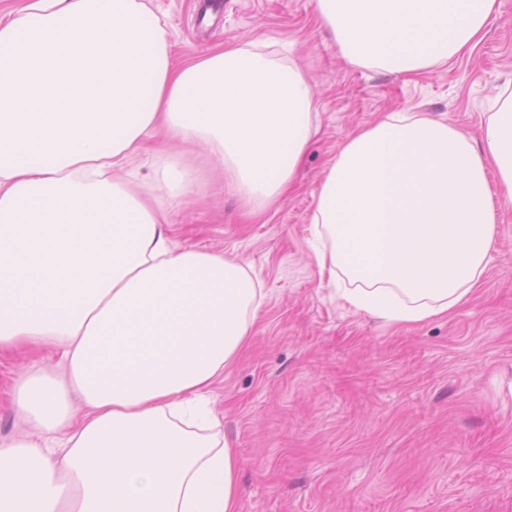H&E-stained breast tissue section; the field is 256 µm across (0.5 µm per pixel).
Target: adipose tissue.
Instances as JSON below:
<instances>
[{
    "mask_svg": "<svg viewBox=\"0 0 512 512\" xmlns=\"http://www.w3.org/2000/svg\"><path fill=\"white\" fill-rule=\"evenodd\" d=\"M497 0H317L355 66L417 74L471 49ZM145 0H26L0 20V347L52 348L64 379L18 382L24 437L0 444V512H241L239 459L208 390L266 292L248 265L173 240L195 188L127 168L157 129L197 145L251 213L313 135L304 73L245 46L183 66ZM464 132L393 112L340 147L310 218L339 297L393 324L466 302L495 242L487 174L512 204V90Z\"/></svg>",
    "mask_w": 512,
    "mask_h": 512,
    "instance_id": "1",
    "label": "adipose tissue"
}]
</instances>
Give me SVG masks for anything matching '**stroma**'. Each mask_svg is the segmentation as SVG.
<instances>
[{
	"instance_id": "obj_1",
	"label": "stroma",
	"mask_w": 512,
	"mask_h": 512,
	"mask_svg": "<svg viewBox=\"0 0 512 512\" xmlns=\"http://www.w3.org/2000/svg\"><path fill=\"white\" fill-rule=\"evenodd\" d=\"M177 62L258 40L303 70L318 131L281 202L254 218L205 154L157 134L139 168H192L172 213L175 241L250 264L267 298L246 348L211 387L234 437L242 512H512V208L498 212L488 268L451 314L402 326L344 306L311 257L310 216L324 175L354 131L417 112L479 136L512 80V0L474 46L416 76L348 64L316 0H148ZM56 371L48 349H0V443L23 426L14 389Z\"/></svg>"
}]
</instances>
